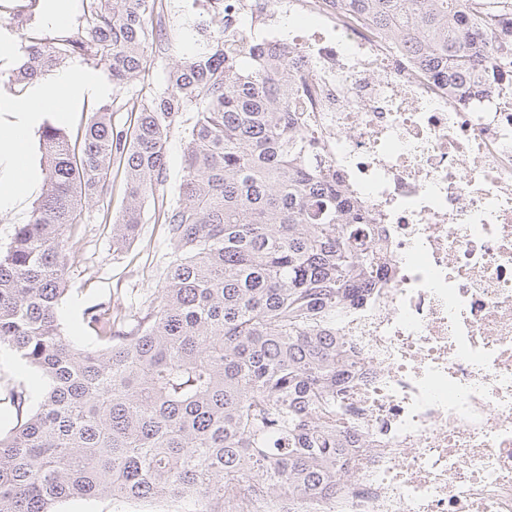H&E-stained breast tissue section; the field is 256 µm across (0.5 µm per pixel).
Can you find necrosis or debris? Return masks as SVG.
I'll return each mask as SVG.
<instances>
[{"label": "necrosis or debris", "mask_w": 512, "mask_h": 512, "mask_svg": "<svg viewBox=\"0 0 512 512\" xmlns=\"http://www.w3.org/2000/svg\"><path fill=\"white\" fill-rule=\"evenodd\" d=\"M295 104L390 261L342 334L354 356L349 476L313 512H512V65L483 96L425 73L407 44L289 0Z\"/></svg>", "instance_id": "4bbe7bcc"}]
</instances>
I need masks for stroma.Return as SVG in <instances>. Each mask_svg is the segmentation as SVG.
Returning a JSON list of instances; mask_svg holds the SVG:
<instances>
[{
  "mask_svg": "<svg viewBox=\"0 0 512 512\" xmlns=\"http://www.w3.org/2000/svg\"><path fill=\"white\" fill-rule=\"evenodd\" d=\"M164 16L163 48L149 58L145 73L146 81L158 89L162 88L169 68L224 29V16L213 7L212 0H164ZM56 33V28L43 23L37 7L33 8L27 26L13 28L1 19L0 37L9 38L15 51L12 56L0 59V83L11 79L32 39ZM182 123V117H175L167 144L165 180L157 188L158 193L171 198L177 197L185 176ZM122 197L123 186L117 181L111 194L86 203L84 222L68 240L71 264L63 319L67 333L82 344L94 338L85 320V310L108 301L130 311L136 309L142 297L161 287L172 251L164 225L156 223L150 213L146 214L140 235L129 248L121 251L113 248L111 220L121 207Z\"/></svg>",
  "mask_w": 512,
  "mask_h": 512,
  "instance_id": "35a3bbf8",
  "label": "stroma"
}]
</instances>
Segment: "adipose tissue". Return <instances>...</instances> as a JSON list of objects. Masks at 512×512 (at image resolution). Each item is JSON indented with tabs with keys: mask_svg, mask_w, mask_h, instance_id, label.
<instances>
[{
	"mask_svg": "<svg viewBox=\"0 0 512 512\" xmlns=\"http://www.w3.org/2000/svg\"><path fill=\"white\" fill-rule=\"evenodd\" d=\"M103 84L80 65L54 78L28 86L23 98H0V112L7 113L0 121V208L14 206L32 194L38 182L35 166L27 145L44 116L65 112L88 90H102Z\"/></svg>",
	"mask_w": 512,
	"mask_h": 512,
	"instance_id": "obj_1",
	"label": "adipose tissue"
}]
</instances>
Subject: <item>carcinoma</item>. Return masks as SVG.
I'll return each mask as SVG.
<instances>
[{"label":"carcinoma","instance_id":"cac0c4a2","mask_svg":"<svg viewBox=\"0 0 512 512\" xmlns=\"http://www.w3.org/2000/svg\"><path fill=\"white\" fill-rule=\"evenodd\" d=\"M85 2V24L30 45L9 91L72 54L107 65L121 90L141 77L162 45L157 0ZM342 2L468 92H491L485 69L512 52V0ZM246 37L206 41L168 70L161 95L144 83L92 105L74 137L43 127V192L0 251V349L38 375L4 381L15 424L0 433V512L94 498L309 512L346 476L352 359L338 331L368 307L385 257L336 171L318 164L310 116L289 109L296 51L243 52ZM182 112L186 176L171 200L155 191ZM115 168L125 196L113 246L138 236L150 198L173 252L136 313L86 310L96 342L78 347L58 320L67 240Z\"/></svg>","mask_w":512,"mask_h":512}]
</instances>
